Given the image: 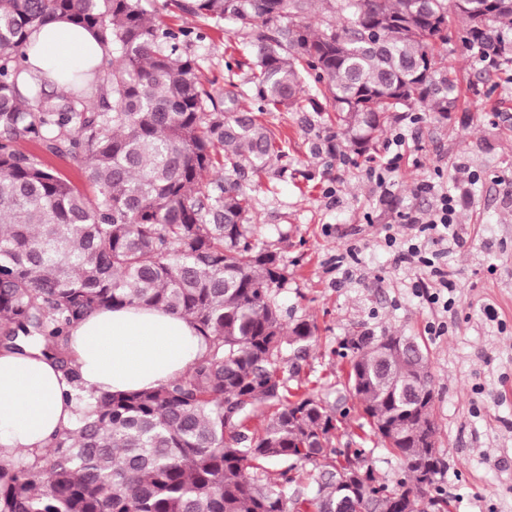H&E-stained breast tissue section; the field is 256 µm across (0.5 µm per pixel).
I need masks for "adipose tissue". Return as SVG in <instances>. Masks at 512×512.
Wrapping results in <instances>:
<instances>
[{
  "mask_svg": "<svg viewBox=\"0 0 512 512\" xmlns=\"http://www.w3.org/2000/svg\"><path fill=\"white\" fill-rule=\"evenodd\" d=\"M103 54L90 31L57 18L40 27L28 61L62 87ZM69 345L79 374L74 383L40 349L0 350V458L47 448L71 428L78 389L99 396L155 387L180 376L205 350L194 323L141 306L95 312L71 329Z\"/></svg>",
  "mask_w": 512,
  "mask_h": 512,
  "instance_id": "obj_1",
  "label": "adipose tissue"
}]
</instances>
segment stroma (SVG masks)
<instances>
[{"mask_svg": "<svg viewBox=\"0 0 512 512\" xmlns=\"http://www.w3.org/2000/svg\"><path fill=\"white\" fill-rule=\"evenodd\" d=\"M142 6L196 32L188 52L204 82L235 85L245 109L257 111L248 71L236 65L249 51L246 30L182 13L172 0ZM458 29L450 19L448 62L460 78L456 111L441 121L425 108L419 123L393 120L376 147L382 157L396 133L406 138L392 206L379 203L364 158L345 140L335 152L316 151L334 113L265 112L259 120L281 139L288 162L250 177L249 222L256 244L276 252L285 267L278 294L285 325L315 326L306 356L296 359L289 346L284 360L298 364L303 387L334 406V446L366 449L381 480L399 477V459L361 428L343 343L364 330L412 337L433 379L435 442L446 464L438 486L448 512H512V66L488 68L462 46ZM438 168L458 201L463 232L462 245L449 246L442 258L454 283L448 309L423 297L422 272L394 265L385 240L389 233L409 236L401 213L431 212L433 198L414 195L413 184L433 179Z\"/></svg>", "mask_w": 512, "mask_h": 512, "instance_id": "35a3bbf8", "label": "stroma"}]
</instances>
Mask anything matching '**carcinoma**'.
I'll use <instances>...</instances> for the list:
<instances>
[{"label": "carcinoma", "instance_id": "carcinoma-1", "mask_svg": "<svg viewBox=\"0 0 512 512\" xmlns=\"http://www.w3.org/2000/svg\"><path fill=\"white\" fill-rule=\"evenodd\" d=\"M338 16L303 21L314 4ZM187 14L232 19L252 32L249 83L261 112L329 106L357 154L396 112L455 111L448 16L461 40L496 65L512 62V0H181ZM66 18L104 48L68 79L67 94L26 65L32 35ZM191 32L144 11L141 0H0V348L42 346L77 373L69 329L101 309L160 308L192 320L205 354L157 387L95 398L30 463L0 460V512H288L291 472L324 461L317 512H419L415 474L436 487L433 404L421 349L386 351L362 332L349 385L374 435L399 457L380 482L364 448H332L336 418L311 392H293L281 352L307 351L314 326L287 328L276 300L280 257L252 243L247 172L286 157L275 134L232 89L204 88L184 45ZM317 85L306 88V80ZM39 144L84 168L88 196L21 148ZM274 409L262 430L251 421ZM287 464L278 477L267 465Z\"/></svg>", "mask_w": 512, "mask_h": 512}]
</instances>
